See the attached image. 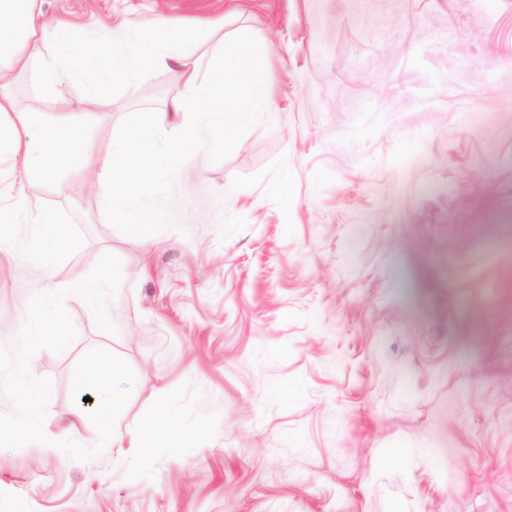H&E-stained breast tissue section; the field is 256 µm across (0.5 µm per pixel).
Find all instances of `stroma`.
<instances>
[{"instance_id":"obj_1","label":"stroma","mask_w":512,"mask_h":512,"mask_svg":"<svg viewBox=\"0 0 512 512\" xmlns=\"http://www.w3.org/2000/svg\"><path fill=\"white\" fill-rule=\"evenodd\" d=\"M74 42L132 49L160 18L205 24L197 83L226 41L264 40L266 85L229 134L203 112L184 166L114 205L88 170L27 188L68 247L44 257L30 217L0 223V344L36 291L103 254L122 279L100 330L30 374L51 382L47 443L0 448V512H512V0H37ZM16 86L41 123L70 118L110 153L184 92L174 66L101 85L87 111ZM120 217H111L112 208ZM144 224L141 236L132 225ZM100 348L136 383L104 452L98 399L72 395ZM168 401L189 441L164 448Z\"/></svg>"}]
</instances>
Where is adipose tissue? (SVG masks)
Listing matches in <instances>:
<instances>
[{"instance_id":"obj_1","label":"adipose tissue","mask_w":512,"mask_h":512,"mask_svg":"<svg viewBox=\"0 0 512 512\" xmlns=\"http://www.w3.org/2000/svg\"><path fill=\"white\" fill-rule=\"evenodd\" d=\"M155 31L138 39L129 52H99L88 45L66 49L67 68L46 65L43 81L69 96L74 111L85 109L93 99L90 89L75 80L79 69H98L115 78H126L146 66L172 61L184 72H195L198 61L187 50L189 34L179 23L159 20ZM64 41L63 28H50L35 9V0H0V144L22 154L24 164L14 176L17 209L29 211L27 186L47 176L54 163L92 170L112 198L131 201L138 188L157 169L153 135L170 124L172 117L204 112L221 127H229L242 100L263 84L269 50L259 40L237 37L228 44L211 68L207 84L188 83L186 96L173 99L168 109L153 113L149 123L121 141L112 153L101 156L71 120L39 126L36 107L20 106L13 94L18 75L41 57L48 40ZM38 128L37 138L26 130Z\"/></svg>"}]
</instances>
